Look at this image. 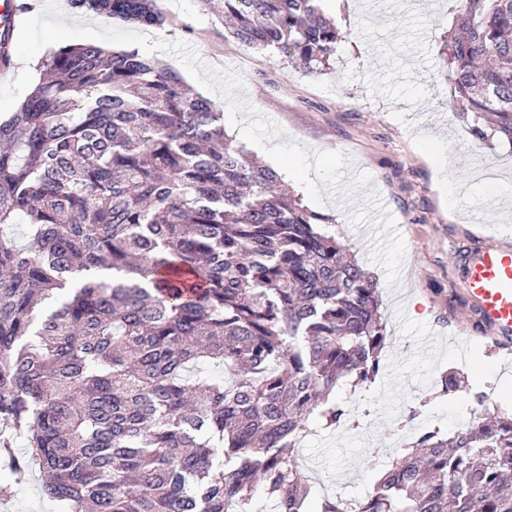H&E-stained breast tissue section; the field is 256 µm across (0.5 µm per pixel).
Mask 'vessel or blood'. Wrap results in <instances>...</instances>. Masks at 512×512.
I'll list each match as a JSON object with an SVG mask.
<instances>
[{
  "label": "vessel or blood",
  "instance_id": "b4317fda",
  "mask_svg": "<svg viewBox=\"0 0 512 512\" xmlns=\"http://www.w3.org/2000/svg\"><path fill=\"white\" fill-rule=\"evenodd\" d=\"M462 286L497 341L512 343V246L490 243L476 248L467 261Z\"/></svg>",
  "mask_w": 512,
  "mask_h": 512
}]
</instances>
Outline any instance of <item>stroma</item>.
Listing matches in <instances>:
<instances>
[{
  "label": "stroma",
  "mask_w": 512,
  "mask_h": 512,
  "mask_svg": "<svg viewBox=\"0 0 512 512\" xmlns=\"http://www.w3.org/2000/svg\"><path fill=\"white\" fill-rule=\"evenodd\" d=\"M167 19L151 38L183 41L208 68L241 72L240 98L310 151H341L351 172L371 177L358 193L326 189L315 212L332 221L374 279L387 344L375 383L349 394L352 415L300 450L304 478L357 502L390 461L396 435L412 440L470 419L468 398L512 412V354L462 297L472 249L512 245V146L480 143L450 96L443 48L454 31L452 0L425 9L413 0H327L342 39L329 68L309 74L283 55L259 58L197 0H155ZM465 377L441 397V373ZM41 476L12 487L0 512H57Z\"/></svg>",
  "instance_id": "35a3bbf8"
}]
</instances>
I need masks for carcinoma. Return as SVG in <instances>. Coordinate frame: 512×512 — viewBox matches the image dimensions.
<instances>
[{
    "mask_svg": "<svg viewBox=\"0 0 512 512\" xmlns=\"http://www.w3.org/2000/svg\"><path fill=\"white\" fill-rule=\"evenodd\" d=\"M309 73L325 0H197ZM445 63L478 140L512 145V0H457ZM162 29L155 0H70ZM0 121V424L15 476L64 512H512V413L401 444L356 508L302 478L312 425L350 415L387 334L373 279L224 113L160 61L76 40ZM30 233L17 236L20 218ZM81 278L74 279L75 274ZM213 364L226 380L203 372ZM463 391L448 371L437 394Z\"/></svg>",
    "mask_w": 512,
    "mask_h": 512,
    "instance_id": "obj_1",
    "label": "carcinoma"
}]
</instances>
